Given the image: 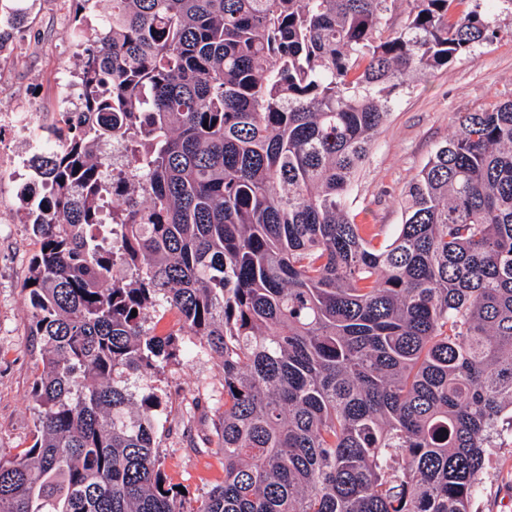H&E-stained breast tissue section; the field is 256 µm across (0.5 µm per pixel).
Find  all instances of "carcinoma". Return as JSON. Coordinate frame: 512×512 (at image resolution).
I'll list each match as a JSON object with an SVG mask.
<instances>
[{"instance_id":"obj_1","label":"carcinoma","mask_w":512,"mask_h":512,"mask_svg":"<svg viewBox=\"0 0 512 512\" xmlns=\"http://www.w3.org/2000/svg\"><path fill=\"white\" fill-rule=\"evenodd\" d=\"M111 2L29 162L42 372L0 512H472L512 419V100L458 117L394 235L351 190L393 92L495 31L471 0ZM191 344L224 370V480L193 500L167 396L128 389ZM71 75L65 74L59 79L58 84L60 85V92L56 103V109L59 116L60 109L65 112H75L79 105L78 94H75Z\"/></svg>"}]
</instances>
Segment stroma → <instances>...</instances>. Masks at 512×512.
<instances>
[{"label":"stroma","mask_w":512,"mask_h":512,"mask_svg":"<svg viewBox=\"0 0 512 512\" xmlns=\"http://www.w3.org/2000/svg\"><path fill=\"white\" fill-rule=\"evenodd\" d=\"M108 8V0H94L76 27L60 23L56 0H35L17 35L26 53L5 68L12 91L37 92L40 110L53 111L54 72H77L80 45L94 36ZM487 20L498 33L494 42L476 46L448 66L414 76L392 97L388 120L352 190L367 221L386 232L402 223L398 198L436 145L447 138L452 117L512 99V10L500 8ZM31 177L25 167L0 175V210L10 216L9 223H0V448L14 453L33 442L30 394L40 374V345L30 334L28 302L21 290L37 249L18 198L19 184ZM223 380L220 362L200 348L171 362L153 380L170 397L157 435L162 467L172 483L194 498L224 478L219 448L201 447L224 409ZM472 512H512V441L503 440L493 449Z\"/></svg>","instance_id":"stroma-1"}]
</instances>
